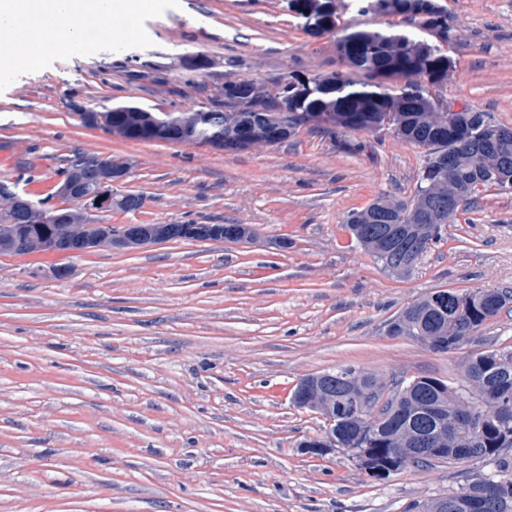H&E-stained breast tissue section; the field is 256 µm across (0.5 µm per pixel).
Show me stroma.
I'll return each instance as SVG.
<instances>
[{
    "label": "stroma",
    "instance_id": "stroma-1",
    "mask_svg": "<svg viewBox=\"0 0 512 512\" xmlns=\"http://www.w3.org/2000/svg\"><path fill=\"white\" fill-rule=\"evenodd\" d=\"M454 68L444 95L512 126V0H439ZM288 0H155L135 35L92 34L0 68V182L51 198L73 151L127 159L125 224H249L251 244L172 240L78 256L0 254V512H407L492 460L406 466L378 480L343 451L304 453L321 414L292 393L351 366L464 387L467 360L512 351V312L441 353L388 323L441 290L512 289V189L480 196L408 274L345 228L377 195L413 192L424 151L387 130L307 124L273 147L226 153L130 141L80 113L224 102L340 69ZM206 59L208 68L186 64Z\"/></svg>",
    "mask_w": 512,
    "mask_h": 512
}]
</instances>
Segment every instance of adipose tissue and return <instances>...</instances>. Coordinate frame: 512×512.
Listing matches in <instances>:
<instances>
[{
    "label": "adipose tissue",
    "instance_id": "obj_1",
    "mask_svg": "<svg viewBox=\"0 0 512 512\" xmlns=\"http://www.w3.org/2000/svg\"><path fill=\"white\" fill-rule=\"evenodd\" d=\"M145 7L144 0H0V28L24 48L23 54L1 56L0 65L34 61L90 28L109 37L113 18L131 19Z\"/></svg>",
    "mask_w": 512,
    "mask_h": 512
}]
</instances>
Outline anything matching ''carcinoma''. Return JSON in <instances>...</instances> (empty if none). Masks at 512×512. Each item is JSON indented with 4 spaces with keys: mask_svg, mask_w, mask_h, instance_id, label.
Returning <instances> with one entry per match:
<instances>
[{
    "mask_svg": "<svg viewBox=\"0 0 512 512\" xmlns=\"http://www.w3.org/2000/svg\"><path fill=\"white\" fill-rule=\"evenodd\" d=\"M291 7L304 20L322 26L326 32L339 26L335 0H291ZM359 12L385 17H401L416 24L425 32L437 30L448 33L445 8L438 0H360ZM336 40V53L344 69L317 78L322 88L296 106L288 117V135L297 127L316 123L319 117H328L330 130L371 131L387 129L395 137L425 149L424 164L418 175L414 192L406 199L378 195L367 207L350 215L347 228L354 239L371 255L382 261L385 246L382 224L392 216L402 217V223L414 224L416 217L448 198L463 197L460 212L467 211L477 195L490 189L512 188V140H495L485 134L480 150L472 147L476 132L484 125L493 128L497 123L481 110L444 116L436 111L434 93L448 83L453 61L446 51L416 33L389 22L383 29L344 28ZM403 60L413 62L419 79H408L399 86L378 77L381 71L397 68ZM365 76L363 80L353 74ZM274 100L262 98L258 108L242 104L234 98L224 100V112H189L196 126L197 145L209 143L207 136L219 131L224 135L220 148L229 152L244 151L256 145L274 146L279 141L271 137V109ZM101 129L125 140L147 141L156 136L163 124L179 116L177 112H103ZM453 153L455 165L443 171L442 161ZM92 154L75 151L63 159L58 175L77 168ZM45 203L33 202L28 214L15 219L8 201L0 197V225L13 234L24 229L40 240L56 234L57 224L41 221ZM169 239L233 241L240 224H226L221 236L213 237L206 224H169ZM443 225L428 234L419 235L416 246L420 254L427 253L431 243L441 240ZM445 295L437 291L425 299L405 307L400 316L406 317L403 329L393 336H426V344L437 352L446 353L460 346L469 336L498 317L503 310L512 309V291L507 289L474 288L462 294L460 301L439 310L433 299ZM507 369L497 379L495 406L507 418L488 422L478 443L472 447L471 457L491 458L496 462L488 481L475 475L458 490L434 498L421 507V512H455L449 507L459 495L480 497L494 503V512H512V352L486 351L469 359L465 375L482 371L493 375ZM372 382L383 388L387 398L382 405L386 424L379 429H364L350 420H336V447L344 449L355 445L368 452L357 465L374 478L380 472H391L396 462L391 450L410 438L424 436L433 441V447L452 448L456 442H445L439 423L425 416L428 405L442 403L446 414L452 416L467 407L480 405V400L469 391H460L447 382L421 376L411 380L413 386L402 395L404 409L394 412L393 400L402 378L386 383L376 374H369Z\"/></svg>",
    "mask_w": 512,
    "mask_h": 512,
    "instance_id": "carcinoma-1",
    "label": "carcinoma"
}]
</instances>
